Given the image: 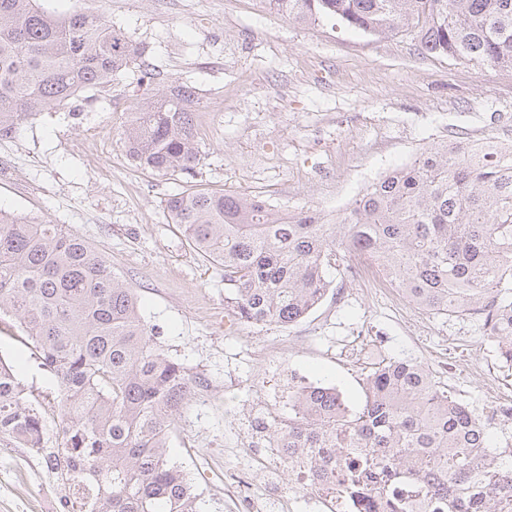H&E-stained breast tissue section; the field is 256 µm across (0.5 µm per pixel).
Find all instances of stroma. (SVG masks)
<instances>
[{
    "instance_id": "stroma-1",
    "label": "stroma",
    "mask_w": 512,
    "mask_h": 512,
    "mask_svg": "<svg viewBox=\"0 0 512 512\" xmlns=\"http://www.w3.org/2000/svg\"><path fill=\"white\" fill-rule=\"evenodd\" d=\"M60 14L95 8L146 49L158 82L191 83L220 103L199 131L201 188L260 194L288 211L333 216L416 153L463 137L512 141V71L423 54L406 36L371 37L333 20L297 25L267 0H46ZM146 89L130 69L83 100L25 120L0 138V208L47 218L91 242L134 289L164 352L197 381L168 447L199 494L200 512H228L229 474L252 428L249 413L287 424L304 382L332 384L350 410L364 402L373 364L413 360L481 421L512 469V421H491L479 374L512 398V367L469 318L400 309L365 296L344 269L301 322L284 328L238 319L220 268L172 224L164 201L185 184L129 162L120 133ZM0 360L43 398L45 445L57 447L60 389L17 320L0 319ZM41 512L43 478L0 452V512L17 499Z\"/></svg>"
}]
</instances>
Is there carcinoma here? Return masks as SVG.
Here are the masks:
<instances>
[{
  "mask_svg": "<svg viewBox=\"0 0 512 512\" xmlns=\"http://www.w3.org/2000/svg\"><path fill=\"white\" fill-rule=\"evenodd\" d=\"M291 23L334 19L367 36L408 34L430 55L512 69V0H267ZM136 68L151 86L144 49L94 9L56 15L40 0H0V137L30 116ZM195 87L174 81L137 103L123 131L126 156L143 170L195 176ZM374 182L334 224L315 212L279 217L258 196L189 186L165 209L188 244L224 267L230 304L256 325L289 327L318 307L328 267L360 247L392 286L434 316L473 317L512 364V144L491 157L456 139ZM14 315L41 365L63 391L61 438L66 512H199L167 443L195 379L168 357L144 323L133 289L81 236L0 209V316ZM333 386L293 394L294 417L272 437L300 457L308 486L346 501L374 497L404 512L394 480L429 466L448 497L425 494L424 512H487L512 490L484 429L448 398L425 365L393 360L366 377L351 412ZM0 437L41 448L44 420L12 370L0 368Z\"/></svg>",
  "mask_w": 512,
  "mask_h": 512,
  "instance_id": "1",
  "label": "carcinoma"
}]
</instances>
